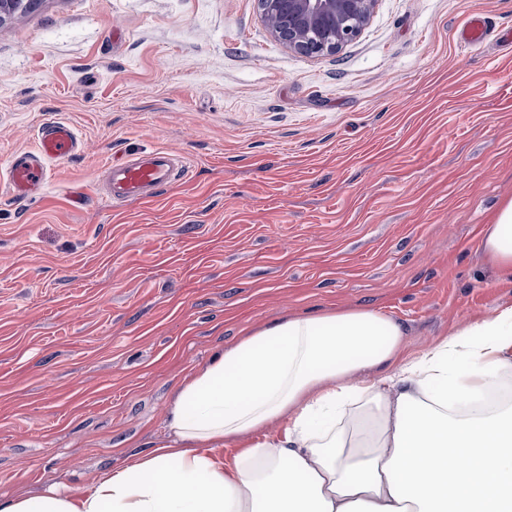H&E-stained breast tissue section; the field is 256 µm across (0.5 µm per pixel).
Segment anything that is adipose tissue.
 I'll return each instance as SVG.
<instances>
[{"label":"adipose tissue","instance_id":"adipose-tissue-1","mask_svg":"<svg viewBox=\"0 0 512 512\" xmlns=\"http://www.w3.org/2000/svg\"><path fill=\"white\" fill-rule=\"evenodd\" d=\"M480 250L512 271V199ZM404 337L374 308L273 321L185 378L163 443L0 512H512V405H482L512 373V306L417 356Z\"/></svg>","mask_w":512,"mask_h":512}]
</instances>
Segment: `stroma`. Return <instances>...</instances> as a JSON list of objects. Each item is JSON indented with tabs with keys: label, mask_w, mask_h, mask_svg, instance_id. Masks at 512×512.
Here are the masks:
<instances>
[{
	"label": "stroma",
	"mask_w": 512,
	"mask_h": 512,
	"mask_svg": "<svg viewBox=\"0 0 512 512\" xmlns=\"http://www.w3.org/2000/svg\"><path fill=\"white\" fill-rule=\"evenodd\" d=\"M512 0H378L334 55L254 0H38L0 22V502L92 486L165 435L185 376L285 316L379 308L412 356L512 305L479 244L512 198ZM83 143L28 199L39 128ZM188 156L112 207L107 164ZM494 31L495 27L486 17L475 16L463 24L457 37L461 46L469 48L482 43Z\"/></svg>",
	"instance_id": "obj_1"
}]
</instances>
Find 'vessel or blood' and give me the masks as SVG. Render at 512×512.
I'll return each instance as SVG.
<instances>
[{
  "instance_id": "1",
  "label": "vessel or blood",
  "mask_w": 512,
  "mask_h": 512,
  "mask_svg": "<svg viewBox=\"0 0 512 512\" xmlns=\"http://www.w3.org/2000/svg\"><path fill=\"white\" fill-rule=\"evenodd\" d=\"M492 23L483 16L469 18L458 32L461 46L469 48L482 43L492 33ZM80 148V140L66 122L56 121L43 127L29 151L15 155L8 168L16 196L28 198L45 186L50 164L72 157ZM103 199L112 206L139 201L158 195L174 180L187 179L192 173L189 160L181 154L155 148L132 154L105 169Z\"/></svg>"
}]
</instances>
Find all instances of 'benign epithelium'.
<instances>
[{"mask_svg":"<svg viewBox=\"0 0 512 512\" xmlns=\"http://www.w3.org/2000/svg\"><path fill=\"white\" fill-rule=\"evenodd\" d=\"M377 0H255L270 35L289 50L335 54L368 25Z\"/></svg>","mask_w":512,"mask_h":512,"instance_id":"obj_1","label":"benign epithelium"}]
</instances>
